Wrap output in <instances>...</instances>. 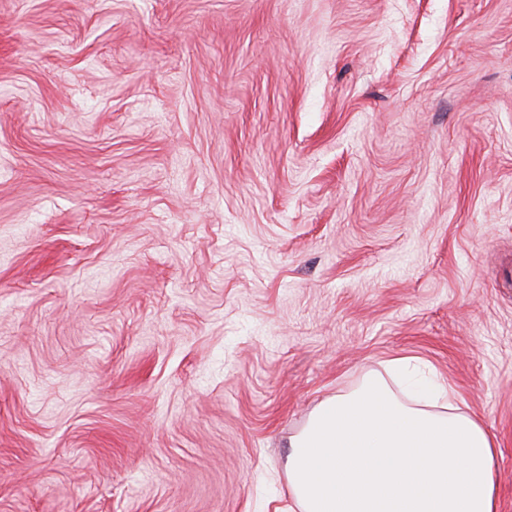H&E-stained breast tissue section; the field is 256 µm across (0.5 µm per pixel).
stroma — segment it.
<instances>
[{"instance_id":"stroma-1","label":"stroma","mask_w":512,"mask_h":512,"mask_svg":"<svg viewBox=\"0 0 512 512\" xmlns=\"http://www.w3.org/2000/svg\"><path fill=\"white\" fill-rule=\"evenodd\" d=\"M404 353L512 512V0H0V512H286Z\"/></svg>"}]
</instances>
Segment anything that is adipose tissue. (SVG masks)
<instances>
[{
  "label": "adipose tissue",
  "mask_w": 512,
  "mask_h": 512,
  "mask_svg": "<svg viewBox=\"0 0 512 512\" xmlns=\"http://www.w3.org/2000/svg\"><path fill=\"white\" fill-rule=\"evenodd\" d=\"M441 410L400 397L383 376L322 400L288 441L298 512H496V447L446 378Z\"/></svg>",
  "instance_id": "ef3b65f1"
}]
</instances>
